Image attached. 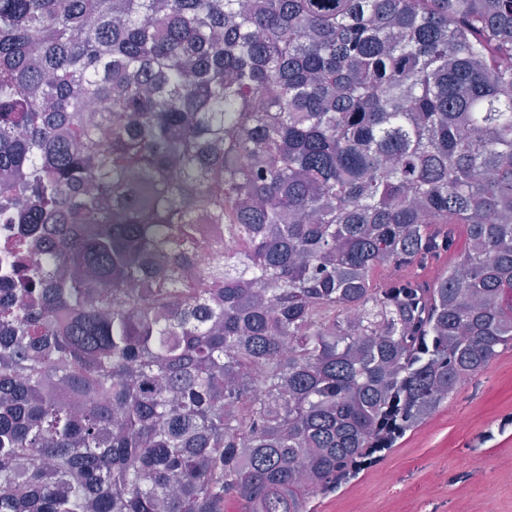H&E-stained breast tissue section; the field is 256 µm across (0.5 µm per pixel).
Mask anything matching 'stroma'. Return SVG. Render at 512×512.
I'll use <instances>...</instances> for the list:
<instances>
[{
	"instance_id": "35a3bbf8",
	"label": "stroma",
	"mask_w": 512,
	"mask_h": 512,
	"mask_svg": "<svg viewBox=\"0 0 512 512\" xmlns=\"http://www.w3.org/2000/svg\"><path fill=\"white\" fill-rule=\"evenodd\" d=\"M512 351L459 386L378 466L314 512H512Z\"/></svg>"
}]
</instances>
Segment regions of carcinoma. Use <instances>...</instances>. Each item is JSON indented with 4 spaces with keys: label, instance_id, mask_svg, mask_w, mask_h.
<instances>
[{
    "label": "carcinoma",
    "instance_id": "carcinoma-1",
    "mask_svg": "<svg viewBox=\"0 0 512 512\" xmlns=\"http://www.w3.org/2000/svg\"><path fill=\"white\" fill-rule=\"evenodd\" d=\"M509 347L512 0H0V512H311Z\"/></svg>",
    "mask_w": 512,
    "mask_h": 512
}]
</instances>
